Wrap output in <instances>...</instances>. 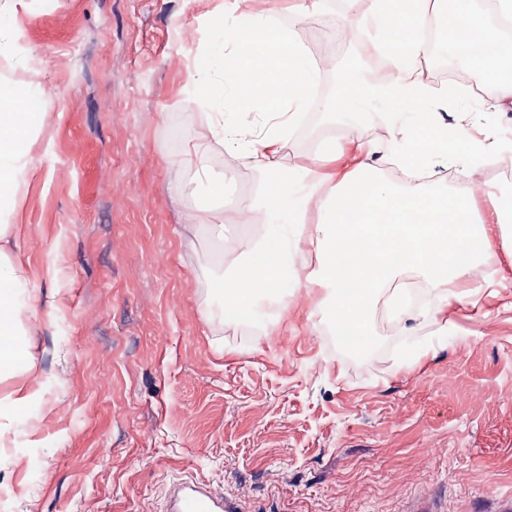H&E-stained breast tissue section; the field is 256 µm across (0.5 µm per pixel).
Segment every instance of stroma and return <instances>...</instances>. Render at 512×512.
I'll return each mask as SVG.
<instances>
[{"label": "stroma", "instance_id": "stroma-1", "mask_svg": "<svg viewBox=\"0 0 512 512\" xmlns=\"http://www.w3.org/2000/svg\"><path fill=\"white\" fill-rule=\"evenodd\" d=\"M224 0H12L0 56L14 88L52 105L28 144L8 219L43 324L29 368L0 400V512H171L182 482L240 512H504L512 504V245L493 200L496 168L432 160L433 184H479L490 271L458 281L443 326L388 329L348 350L320 312L321 288L289 291L250 322L224 320V272L206 228L185 230L166 182L205 148L185 103L200 18ZM346 8L325 0L317 49L326 84L374 56ZM305 112L280 153L301 168L326 130ZM224 215L261 174L225 163ZM195 235L194 250L185 239Z\"/></svg>", "mask_w": 512, "mask_h": 512}]
</instances>
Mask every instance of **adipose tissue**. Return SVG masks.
I'll use <instances>...</instances> for the list:
<instances>
[{"mask_svg": "<svg viewBox=\"0 0 512 512\" xmlns=\"http://www.w3.org/2000/svg\"><path fill=\"white\" fill-rule=\"evenodd\" d=\"M318 2L298 0L286 24L276 13L256 12L246 0H233L199 39L186 100L203 108L201 124L209 141L227 155L251 159L263 174L257 191L239 208L249 223L262 225L263 233L245 235L225 271V315L254 317L261 293L294 287L299 246L308 241L321 260L307 280L326 289L323 307L338 335L366 338L371 310L404 271L419 272L444 298L457 280L481 265L487 238L469 199L449 207L447 193L424 186L418 175L435 156L464 170L474 168L484 151L478 146L455 151V142L469 138L457 113V90L436 91L416 74L426 50L416 32L428 19L432 0H359L348 26L376 45L386 59V74L340 75L336 98L321 108L341 118L344 135L318 141L313 168L273 164L300 112L312 105L319 66L302 46L300 23ZM492 36L475 17L447 39L445 50L475 80L491 82L487 110L504 111L512 108V48L479 52L477 41ZM375 100L383 104L392 130L385 161L404 173V181L393 184L364 159L339 178L317 174L316 166L341 157V143L366 150L350 118ZM49 107L41 87L19 92L0 82V208L15 201L30 165L27 143ZM19 248L13 225L0 224V378L31 362L19 336L32 334L40 323L37 311L23 316L16 305L21 274L13 256Z\"/></svg>", "mask_w": 512, "mask_h": 512, "instance_id": "1", "label": "adipose tissue"}]
</instances>
